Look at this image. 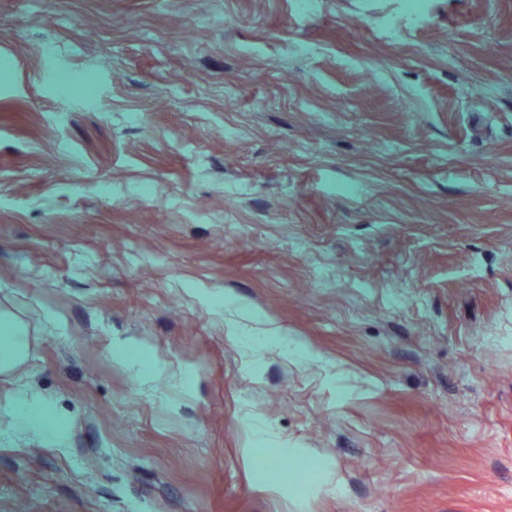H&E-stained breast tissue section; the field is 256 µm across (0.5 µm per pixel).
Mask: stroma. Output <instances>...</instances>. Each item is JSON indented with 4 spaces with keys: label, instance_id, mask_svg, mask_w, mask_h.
Returning a JSON list of instances; mask_svg holds the SVG:
<instances>
[{
    "label": "stroma",
    "instance_id": "35a3bbf8",
    "mask_svg": "<svg viewBox=\"0 0 512 512\" xmlns=\"http://www.w3.org/2000/svg\"><path fill=\"white\" fill-rule=\"evenodd\" d=\"M18 339L0 512H512V0H0ZM27 405L30 412L19 421L20 431L40 435L51 431L57 424L45 406L35 401H30Z\"/></svg>",
    "mask_w": 512,
    "mask_h": 512
}]
</instances>
